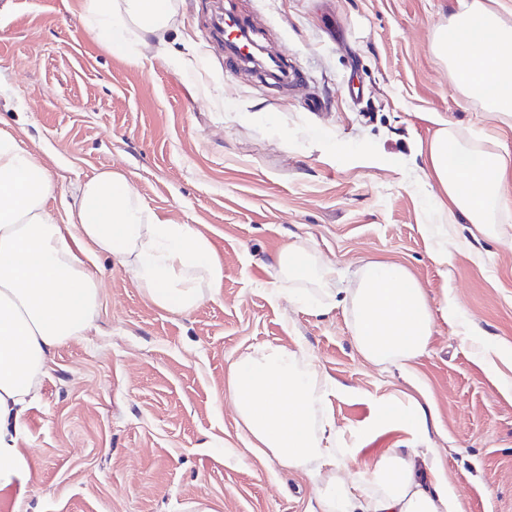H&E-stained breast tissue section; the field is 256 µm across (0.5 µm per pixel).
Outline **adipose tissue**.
Wrapping results in <instances>:
<instances>
[{
    "label": "adipose tissue",
    "mask_w": 512,
    "mask_h": 512,
    "mask_svg": "<svg viewBox=\"0 0 512 512\" xmlns=\"http://www.w3.org/2000/svg\"><path fill=\"white\" fill-rule=\"evenodd\" d=\"M88 32L107 49L123 50L132 32L153 36L167 58L166 34L174 0H81ZM431 49L456 76L467 99L493 118L512 115V23L493 0H457ZM473 147L453 125L441 126L421 146L427 178L440 187L438 205L449 224L474 233L500 231V188L512 175V157L485 150L475 167L455 157ZM52 183L42 160L12 134L0 132V490L29 475L17 446L37 379L52 353L90 327L100 281L87 266L103 254L129 271L157 308L186 314L216 295L224 270L207 237L151 209L128 177L105 169L77 184L68 221L46 209ZM277 283L298 304L335 302L333 266L316 263L295 243L277 255ZM345 288L350 330L373 365L403 367L421 356L432 336L426 294L402 265L371 260ZM228 398L253 445L282 466L308 471L321 483L313 512H460L457 497L429 482L427 456L393 450L372 477L373 489L354 492L333 473L339 450L336 425L325 412L332 389L304 347L269 344L241 355L227 369ZM330 473H322V466Z\"/></svg>",
    "instance_id": "obj_1"
}]
</instances>
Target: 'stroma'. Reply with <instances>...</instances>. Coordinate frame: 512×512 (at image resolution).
Returning a JSON list of instances; mask_svg holds the SVG:
<instances>
[{
    "label": "stroma",
    "mask_w": 512,
    "mask_h": 512,
    "mask_svg": "<svg viewBox=\"0 0 512 512\" xmlns=\"http://www.w3.org/2000/svg\"><path fill=\"white\" fill-rule=\"evenodd\" d=\"M73 2L0 0V132L44 161L58 223L75 184L122 172L158 214L210 240L224 282L172 314L111 258H89L94 324L40 375L18 442L31 477L0 491V512H309L315 483L252 448L226 396L228 366L268 343L306 346L335 381L327 411L347 485L391 449L416 448L463 512H512V393L501 389L512 382V210L497 239L450 228L448 260L436 261L424 227L443 221L440 189L415 152L433 117L476 138L491 126L431 50L455 0H176L168 43L189 67L159 59L151 37L136 65L104 49ZM223 12L302 82L229 66L214 36ZM291 242L340 279L368 260L405 266L433 315L426 352L377 367L344 304L315 315L271 296ZM385 399L420 404L425 427L380 422Z\"/></svg>",
    "instance_id": "1"
}]
</instances>
